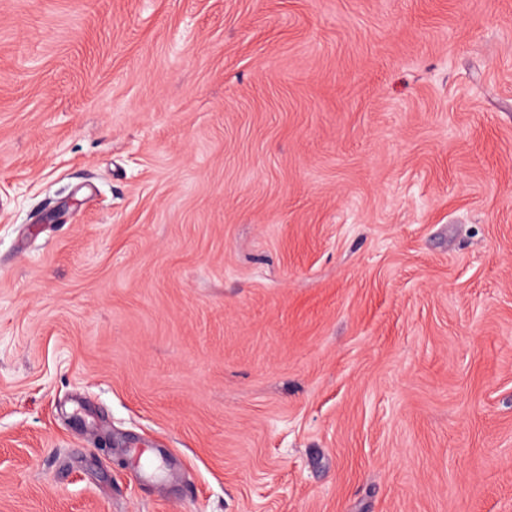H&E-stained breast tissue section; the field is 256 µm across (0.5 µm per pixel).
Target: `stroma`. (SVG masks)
Masks as SVG:
<instances>
[{
  "label": "stroma",
  "instance_id": "obj_1",
  "mask_svg": "<svg viewBox=\"0 0 512 512\" xmlns=\"http://www.w3.org/2000/svg\"><path fill=\"white\" fill-rule=\"evenodd\" d=\"M0 512H512V0H0Z\"/></svg>",
  "mask_w": 512,
  "mask_h": 512
}]
</instances>
